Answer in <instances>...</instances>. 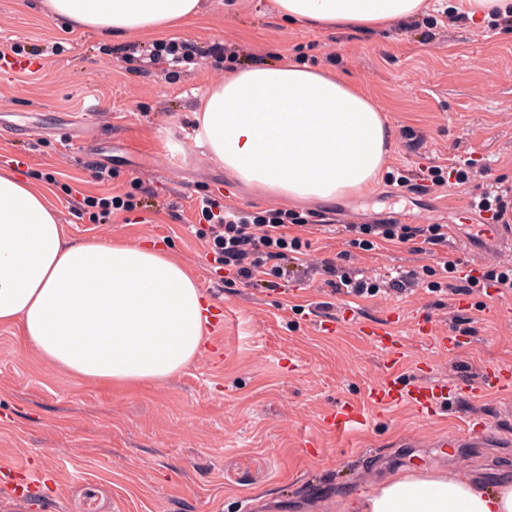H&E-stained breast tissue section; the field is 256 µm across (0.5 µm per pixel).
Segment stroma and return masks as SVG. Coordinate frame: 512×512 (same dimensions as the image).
<instances>
[{
  "label": "stroma",
  "instance_id": "1",
  "mask_svg": "<svg viewBox=\"0 0 512 512\" xmlns=\"http://www.w3.org/2000/svg\"><path fill=\"white\" fill-rule=\"evenodd\" d=\"M432 0L427 14L444 37L392 25L374 31H300L273 12L271 0H203L190 29L109 40L66 31L39 0H0V169L14 168L50 192L73 241L112 238L159 242L195 274L221 311L207 329L210 348L160 384L122 388L90 384L42 361L14 328L0 327V466L19 457L34 481L25 500L0 493V512H344L347 495L401 472L462 471L487 487L512 480V395L459 397L433 420L404 407L375 413L366 430L329 432L324 416L340 403L365 405L384 370L362 325L405 336L399 372L475 384L484 364L512 363V291L475 292L466 306L425 288L355 299L333 293L321 275L304 285L248 288L218 271L193 227L197 202L220 194L225 205L260 211L287 199L240 185L189 144L192 111L209 84L232 66L284 57L342 73L382 106L392 131L384 178L373 191L308 203L335 226L302 229L311 259L368 273L403 274L434 256L512 265V243L472 237L464 205L481 179L432 194L392 185L419 169L454 165L469 155L490 179L512 188V27L471 22ZM194 48L171 66L167 52L149 60L132 44ZM111 167V184L91 166ZM75 195H67V188ZM145 198V208L90 223L82 195ZM444 224L448 243L435 255L415 242L364 251L348 224ZM355 312L333 331L322 320ZM466 336L449 357H432L415 333ZM475 414L505 434L480 446L435 447L461 433Z\"/></svg>",
  "mask_w": 512,
  "mask_h": 512
}]
</instances>
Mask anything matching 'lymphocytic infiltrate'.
Wrapping results in <instances>:
<instances>
[{
    "label": "lymphocytic infiltrate",
    "instance_id": "f902f5d3",
    "mask_svg": "<svg viewBox=\"0 0 512 512\" xmlns=\"http://www.w3.org/2000/svg\"><path fill=\"white\" fill-rule=\"evenodd\" d=\"M198 214L204 221L195 235L203 240L214 263L243 285L278 288L281 283L303 271L299 256L307 243L289 235V226H319L323 220L315 212H295L272 208L250 211L226 206L223 197L206 195L198 202ZM346 232L356 236L359 245L372 250L380 243L404 244L419 239L437 246L447 242L444 224H349ZM319 269L335 292L356 297H372L387 291H404L418 284L422 276L413 273L388 279L361 276L339 266L335 260L320 261Z\"/></svg>",
    "mask_w": 512,
    "mask_h": 512
}]
</instances>
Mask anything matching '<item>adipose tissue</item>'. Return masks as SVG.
I'll return each mask as SVG.
<instances>
[{"label": "adipose tissue", "mask_w": 512, "mask_h": 512, "mask_svg": "<svg viewBox=\"0 0 512 512\" xmlns=\"http://www.w3.org/2000/svg\"><path fill=\"white\" fill-rule=\"evenodd\" d=\"M299 30H372L418 16L426 0H273ZM62 26L109 39L162 33L202 13L201 0H43ZM195 140L246 186L292 201L371 191L392 133L375 99L331 71L285 58L211 84ZM209 303L166 251L65 238L49 192L0 170V327H20L49 364L85 382L165 380L203 352ZM350 512H512V481L488 489L464 473H403L349 502Z\"/></svg>", "instance_id": "obj_1"}]
</instances>
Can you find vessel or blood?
I'll return each instance as SVG.
<instances>
[{"label": "vessel or blood", "instance_id": "1", "mask_svg": "<svg viewBox=\"0 0 512 512\" xmlns=\"http://www.w3.org/2000/svg\"><path fill=\"white\" fill-rule=\"evenodd\" d=\"M363 336L380 351L385 361V374L380 383L370 391L367 407L345 403L328 415L332 432L347 434L364 425L370 410H387L400 404L410 405L421 416H432L442 404L448 403L450 394L470 392V385L450 387L433 381L412 384L399 376L397 367L404 355L405 339L398 333L383 327L363 326ZM479 391L508 392L512 390V365L506 363L487 364L477 385ZM0 484L16 498L25 497L29 485V463L18 459L10 467L0 468Z\"/></svg>", "mask_w": 512, "mask_h": 512}]
</instances>
